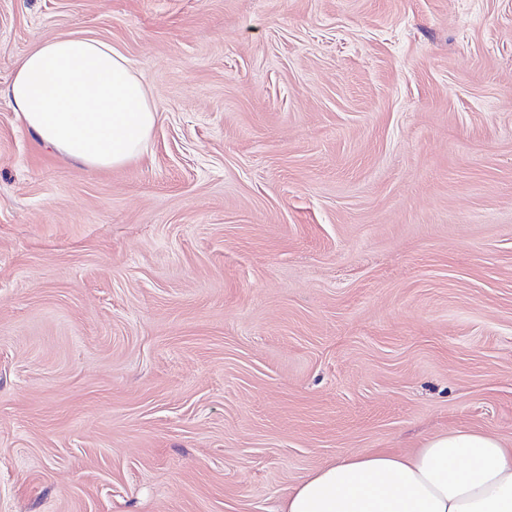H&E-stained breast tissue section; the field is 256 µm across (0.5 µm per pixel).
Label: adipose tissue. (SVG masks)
Wrapping results in <instances>:
<instances>
[{
    "label": "adipose tissue",
    "mask_w": 512,
    "mask_h": 512,
    "mask_svg": "<svg viewBox=\"0 0 512 512\" xmlns=\"http://www.w3.org/2000/svg\"><path fill=\"white\" fill-rule=\"evenodd\" d=\"M0 92L38 142L90 169L138 157L157 116L127 59L94 38L42 43ZM280 512H512V448L466 429L410 455H346L296 486Z\"/></svg>",
    "instance_id": "1"
}]
</instances>
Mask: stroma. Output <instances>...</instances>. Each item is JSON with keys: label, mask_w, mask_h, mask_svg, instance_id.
Returning a JSON list of instances; mask_svg holds the SVG:
<instances>
[{"label": "stroma", "mask_w": 512, "mask_h": 512, "mask_svg": "<svg viewBox=\"0 0 512 512\" xmlns=\"http://www.w3.org/2000/svg\"><path fill=\"white\" fill-rule=\"evenodd\" d=\"M109 42L91 170L0 97V512H278L317 469L512 445V0H0V88ZM3 94L38 142L89 169L138 157L157 116L127 59L94 38L42 43L24 57Z\"/></svg>", "instance_id": "35a3bbf8"}]
</instances>
